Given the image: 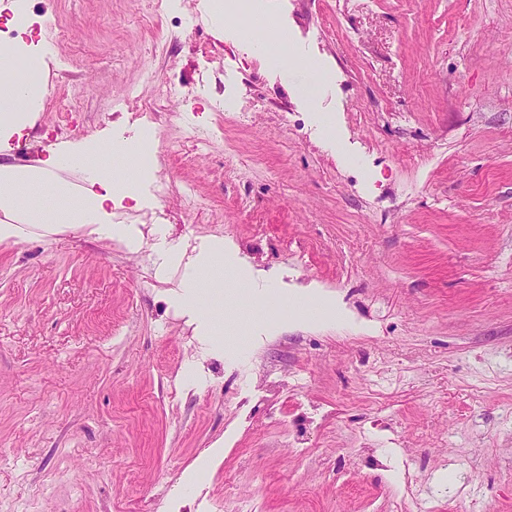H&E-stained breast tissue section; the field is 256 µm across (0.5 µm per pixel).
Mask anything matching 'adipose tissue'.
Listing matches in <instances>:
<instances>
[{"label": "adipose tissue", "instance_id": "1", "mask_svg": "<svg viewBox=\"0 0 512 512\" xmlns=\"http://www.w3.org/2000/svg\"><path fill=\"white\" fill-rule=\"evenodd\" d=\"M251 50L269 64L280 69L296 65L288 52V38L277 19L263 8L249 13L243 27ZM21 51L17 42L0 45V113L11 117L8 125H0V142L33 127L37 120L35 100L39 94L23 74L14 72V58ZM82 149L71 146L49 152L25 166H0V242L23 236L26 226L33 225L46 232H58L56 208L60 200L72 198L68 225L90 235L102 236L116 243L132 246L141 242L143 233L130 224L112 221V203L132 196L127 179L116 178L110 167L101 165L91 170L87 185L80 194H73L70 184L59 178L58 170L81 158ZM160 268L187 263L190 282L184 286L182 300L187 308H197L202 297L223 294L224 279L217 269L224 262V242L213 239L201 246L192 259H185L181 249L159 247Z\"/></svg>", "mask_w": 512, "mask_h": 512}]
</instances>
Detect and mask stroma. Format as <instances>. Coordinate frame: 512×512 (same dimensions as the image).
<instances>
[{"mask_svg":"<svg viewBox=\"0 0 512 512\" xmlns=\"http://www.w3.org/2000/svg\"><path fill=\"white\" fill-rule=\"evenodd\" d=\"M265 6L310 69L209 0H30L41 112L0 164L137 141L150 110L119 221L223 238L227 289L206 343L152 246L0 242V512H149L162 484L167 512H512V0ZM247 16L242 29L251 50L280 69L288 71L289 65L296 67L297 59L288 53V33L277 19L259 5Z\"/></svg>","mask_w":512,"mask_h":512,"instance_id":"obj_1","label":"stroma"}]
</instances>
